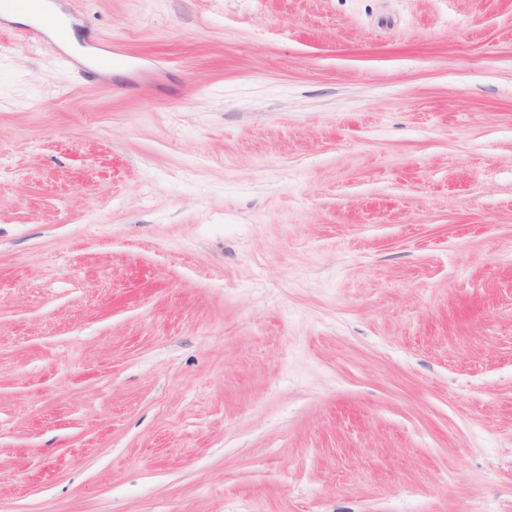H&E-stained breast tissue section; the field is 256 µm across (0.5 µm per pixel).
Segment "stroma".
<instances>
[{"mask_svg": "<svg viewBox=\"0 0 512 512\" xmlns=\"http://www.w3.org/2000/svg\"><path fill=\"white\" fill-rule=\"evenodd\" d=\"M52 2L0 15V512H512V0Z\"/></svg>", "mask_w": 512, "mask_h": 512, "instance_id": "1", "label": "stroma"}]
</instances>
